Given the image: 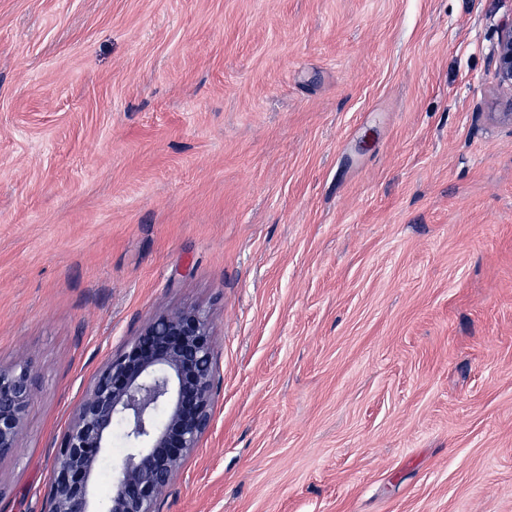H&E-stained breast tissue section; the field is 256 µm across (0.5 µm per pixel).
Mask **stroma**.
<instances>
[{
	"mask_svg": "<svg viewBox=\"0 0 512 512\" xmlns=\"http://www.w3.org/2000/svg\"><path fill=\"white\" fill-rule=\"evenodd\" d=\"M512 0H0V512L105 363L208 313L159 512H512ZM495 63L500 83L512 97V17L500 27ZM36 373L30 362L0 367V458L15 454L34 397Z\"/></svg>",
	"mask_w": 512,
	"mask_h": 512,
	"instance_id": "35a3bbf8",
	"label": "stroma"
}]
</instances>
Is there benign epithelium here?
<instances>
[{
  "instance_id": "7a95c632",
  "label": "benign epithelium",
  "mask_w": 512,
  "mask_h": 512,
  "mask_svg": "<svg viewBox=\"0 0 512 512\" xmlns=\"http://www.w3.org/2000/svg\"><path fill=\"white\" fill-rule=\"evenodd\" d=\"M495 63L512 96V18L500 27ZM216 374L205 312L183 308L147 321L75 408L56 455L48 512H157L211 427ZM35 382L29 362L0 367V458L19 449ZM118 426L126 453L104 495L100 467Z\"/></svg>"
}]
</instances>
